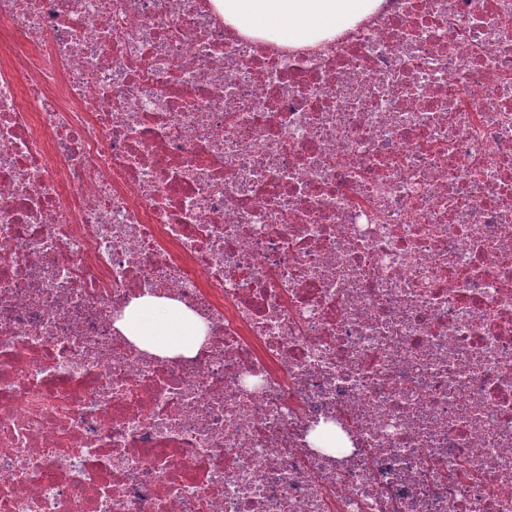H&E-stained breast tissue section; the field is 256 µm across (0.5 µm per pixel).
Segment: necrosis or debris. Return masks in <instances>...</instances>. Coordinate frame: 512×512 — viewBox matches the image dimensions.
<instances>
[{
  "label": "necrosis or debris",
  "instance_id": "necrosis-or-debris-1",
  "mask_svg": "<svg viewBox=\"0 0 512 512\" xmlns=\"http://www.w3.org/2000/svg\"><path fill=\"white\" fill-rule=\"evenodd\" d=\"M0 30V512H512V0ZM145 295L195 356L115 328ZM380 0H220L224 23L255 37L275 35L288 44L330 38ZM115 326L138 348L163 357L194 355L206 333L203 320L182 303L153 295L133 300Z\"/></svg>",
  "mask_w": 512,
  "mask_h": 512
}]
</instances>
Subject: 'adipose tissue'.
Returning <instances> with one entry per match:
<instances>
[{"label": "adipose tissue", "mask_w": 512, "mask_h": 512, "mask_svg": "<svg viewBox=\"0 0 512 512\" xmlns=\"http://www.w3.org/2000/svg\"><path fill=\"white\" fill-rule=\"evenodd\" d=\"M224 22L255 37L275 35L291 44L330 38L359 19L379 0H222ZM117 329L138 348L159 356L196 353L206 327L182 303L147 295L133 300L116 322Z\"/></svg>", "instance_id": "obj_1"}]
</instances>
